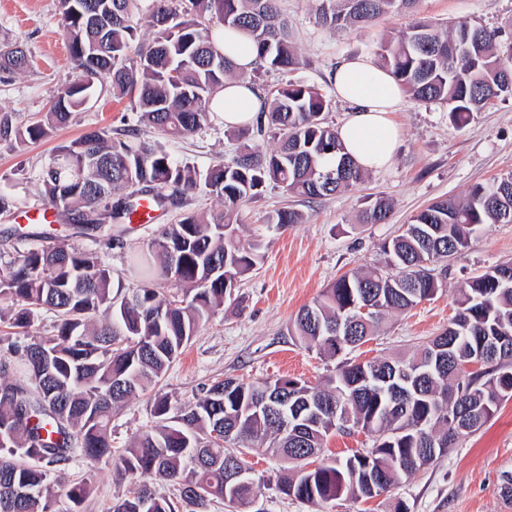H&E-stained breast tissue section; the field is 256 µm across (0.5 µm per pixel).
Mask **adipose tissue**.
<instances>
[{
    "mask_svg": "<svg viewBox=\"0 0 512 512\" xmlns=\"http://www.w3.org/2000/svg\"><path fill=\"white\" fill-rule=\"evenodd\" d=\"M224 54L237 67L238 79L225 82L212 107L227 128L253 124L262 102L247 80L254 67L255 50L243 32L225 29ZM336 97L349 103L351 112L338 128L345 151L364 170L389 165L396 153L399 129L392 119L403 101V90L383 67L366 56L338 62L331 74Z\"/></svg>",
    "mask_w": 512,
    "mask_h": 512,
    "instance_id": "adipose-tissue-1",
    "label": "adipose tissue"
}]
</instances>
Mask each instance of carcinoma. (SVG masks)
Instances as JSON below:
<instances>
[{
    "mask_svg": "<svg viewBox=\"0 0 512 512\" xmlns=\"http://www.w3.org/2000/svg\"><path fill=\"white\" fill-rule=\"evenodd\" d=\"M279 0H58L71 61L79 75L43 119L18 126L0 113V144L15 148L48 138L83 106L95 82L111 81L118 99L131 97L137 122L164 139L201 135L211 127L212 100L238 74L212 35V23L244 30L256 48V68H298ZM418 0H318L320 25L330 31L367 28L407 12ZM112 10L105 30L92 14ZM148 37L140 40L141 29ZM405 93L448 105L458 125L497 101L512 98V39L460 18L419 20L397 37L369 46ZM28 66L22 42H0V72ZM331 100L314 85L287 82L262 97L256 123L235 129L241 140L230 161L205 171L175 160L138 129H90L56 147L42 176L44 198L77 237H112L110 222L133 223L139 201L158 207L205 189L223 209L190 211L165 224L147 250L129 256L134 288L114 285L97 252L71 244L16 248L0 257V323L28 335L36 311L54 315L51 330L24 345L0 335V512H77L88 482H67L54 466L76 457L115 462L130 476L154 475L178 486L180 500L204 512L212 498L233 507L251 503L261 480L225 490L228 469L244 449L263 448L292 464L278 489L312 506L345 497L376 498L393 482L423 468L461 439L455 422L478 431L501 401L512 398V262L491 267L459 290L443 332L399 359L346 361L320 385L301 379L245 382L226 378L183 403L161 391L171 363L200 326L224 307L238 278L256 264L255 247L233 238L240 207L273 183L291 197L316 200L346 191L365 171L342 152L323 114ZM270 133L265 149L254 137ZM512 213V178L473 186L463 202L438 200L382 245L384 268L345 273L303 307L288 333L330 358L372 339L386 316L403 313L443 288L448 257L468 246L483 224ZM390 203L376 199L363 224L387 219ZM266 223H302L288 207ZM51 225L11 230L26 239L51 238ZM168 280L174 291L154 287ZM368 298L375 318L353 323L352 305ZM485 351L482 371L468 377L457 362ZM149 396L151 421L119 456L112 454V414ZM280 405L293 420L281 435L266 411ZM362 431L369 448L331 462L335 433ZM317 449L329 463L305 474L304 456ZM201 490L197 494L191 486ZM111 512H177V503L145 483L134 484Z\"/></svg>",
    "mask_w": 512,
    "mask_h": 512,
    "instance_id": "1",
    "label": "carcinoma"
}]
</instances>
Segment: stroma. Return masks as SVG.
<instances>
[{
	"label": "stroma",
	"mask_w": 512,
	"mask_h": 512,
	"mask_svg": "<svg viewBox=\"0 0 512 512\" xmlns=\"http://www.w3.org/2000/svg\"><path fill=\"white\" fill-rule=\"evenodd\" d=\"M292 26L302 65L288 80L328 89L331 69L342 58L363 55L369 42L407 26L415 18L445 20L469 17L488 29L512 26V0H419L415 13L386 17L361 31H326L315 15V0H282ZM21 40L31 58L30 68L0 77V110L20 124L39 120L77 72L70 60L59 23L57 0H0V40ZM400 144L393 161L367 172L351 190L314 201L284 195L267 185L261 197L240 210L243 245H256L253 270L243 275L224 308L203 325L169 367L162 388L183 400L202 387L237 378L261 381L290 377L316 385L331 374L336 362L308 350L288 328L297 312L310 304L340 275L369 269L380 260V248L411 218L432 202L464 198L477 184L512 175V99L473 113L466 126L454 125L447 105L420 103L404 97L395 115ZM137 115L129 100H114L109 82L95 83L89 100L70 122L51 137L15 149L0 144V193L14 211L41 203V174L54 148L78 138L87 129L132 128ZM240 145L222 119H214L207 134L165 147L180 161L206 170L219 159L233 158ZM393 204L382 224H361L358 214L378 197ZM284 206L298 210L302 223L279 228L266 221L269 211ZM222 204L205 190L188 195L182 205L167 206L158 224H134L110 241H86L111 266L115 279L135 287L137 276L128 255L145 247L158 225L174 224L189 211L213 212ZM512 259V224H487L474 233L467 248L451 257L445 288L411 311L389 318L379 336L342 359L367 361L410 354L413 347L447 327L456 310L459 288L489 267ZM151 419L147 397H139L112 415L114 451H121ZM246 458L262 480L255 502L240 512H312L311 507L281 494L277 485L289 468L287 460L264 449L247 450ZM512 474V398L498 406L476 433L464 437L447 455L416 471L384 495L365 502L338 499L326 512H393L402 502L407 512H512V499L501 491L502 477ZM71 480L88 479L92 491L81 512H110L131 487V476L111 463L79 460L64 470Z\"/></svg>",
	"instance_id": "1"
}]
</instances>
